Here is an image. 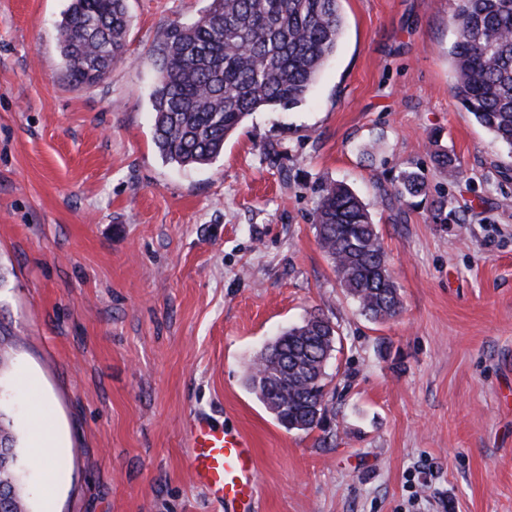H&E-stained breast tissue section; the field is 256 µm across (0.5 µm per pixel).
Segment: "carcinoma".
I'll list each match as a JSON object with an SVG mask.
<instances>
[{
  "instance_id": "cac0c4a2",
  "label": "carcinoma",
  "mask_w": 512,
  "mask_h": 512,
  "mask_svg": "<svg viewBox=\"0 0 512 512\" xmlns=\"http://www.w3.org/2000/svg\"><path fill=\"white\" fill-rule=\"evenodd\" d=\"M451 50L455 93L464 109L512 153V0H462ZM125 0H71L57 27L67 79L103 80L126 52ZM339 0H211L190 24L159 37V77L151 94L153 140L180 167L211 163L224 141L260 109L301 103L336 51ZM424 190L406 176L389 205ZM318 243L343 292L374 321L396 316L401 295L377 224L342 182L324 184L313 212ZM338 327L312 314L258 355L248 378L277 423L310 431L328 412L326 369Z\"/></svg>"
}]
</instances>
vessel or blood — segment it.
Listing matches in <instances>:
<instances>
[{"label": "vessel or blood", "instance_id": "vessel-or-blood-1", "mask_svg": "<svg viewBox=\"0 0 512 512\" xmlns=\"http://www.w3.org/2000/svg\"><path fill=\"white\" fill-rule=\"evenodd\" d=\"M190 447L191 476L207 496L226 512H251L256 506L257 467L249 438L198 414L190 425Z\"/></svg>", "mask_w": 512, "mask_h": 512}]
</instances>
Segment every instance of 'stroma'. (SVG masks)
<instances>
[{"mask_svg": "<svg viewBox=\"0 0 512 512\" xmlns=\"http://www.w3.org/2000/svg\"><path fill=\"white\" fill-rule=\"evenodd\" d=\"M69 3L0 0V409L30 512H219L188 469L197 408L251 440L258 512H512V154L455 95L460 0H341L307 98L201 167L161 158L151 93L160 32L211 0H126L125 57L91 87L64 76ZM406 173L426 193L392 209ZM334 181L378 226L394 318L360 315L319 247ZM314 313L341 337L329 412L288 431L247 378ZM36 425L62 444L49 509Z\"/></svg>", "mask_w": 512, "mask_h": 512, "instance_id": "stroma-1", "label": "stroma"}]
</instances>
